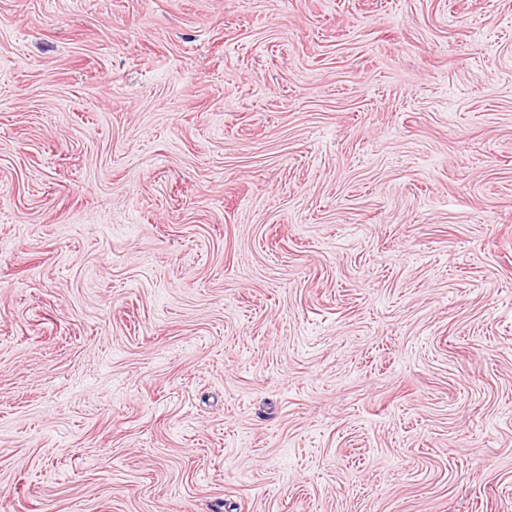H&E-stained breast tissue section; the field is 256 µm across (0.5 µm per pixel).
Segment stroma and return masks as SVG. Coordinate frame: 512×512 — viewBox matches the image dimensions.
<instances>
[{
	"mask_svg": "<svg viewBox=\"0 0 512 512\" xmlns=\"http://www.w3.org/2000/svg\"><path fill=\"white\" fill-rule=\"evenodd\" d=\"M0 512H512V0H0Z\"/></svg>",
	"mask_w": 512,
	"mask_h": 512,
	"instance_id": "obj_1",
	"label": "stroma"
}]
</instances>
